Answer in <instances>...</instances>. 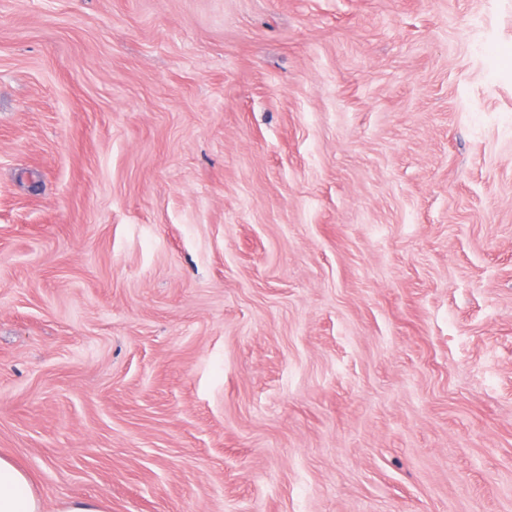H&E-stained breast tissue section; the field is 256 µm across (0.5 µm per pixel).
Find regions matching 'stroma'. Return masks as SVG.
<instances>
[{"label":"stroma","mask_w":512,"mask_h":512,"mask_svg":"<svg viewBox=\"0 0 512 512\" xmlns=\"http://www.w3.org/2000/svg\"><path fill=\"white\" fill-rule=\"evenodd\" d=\"M0 456L512 512V0H0Z\"/></svg>","instance_id":"stroma-1"}]
</instances>
